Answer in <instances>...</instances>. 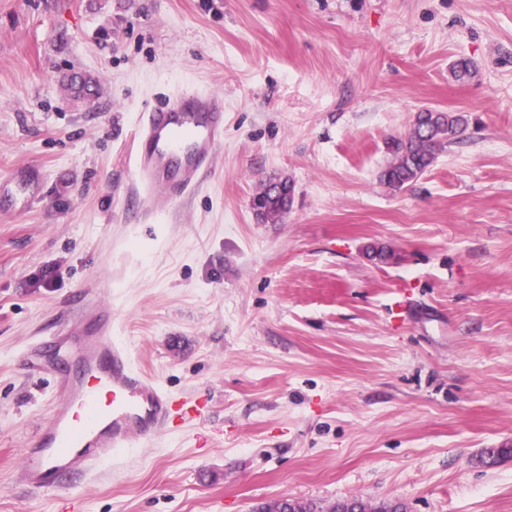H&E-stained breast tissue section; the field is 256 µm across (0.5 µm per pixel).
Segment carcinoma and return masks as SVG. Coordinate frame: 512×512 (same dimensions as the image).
<instances>
[{
  "label": "carcinoma",
  "instance_id": "1",
  "mask_svg": "<svg viewBox=\"0 0 512 512\" xmlns=\"http://www.w3.org/2000/svg\"><path fill=\"white\" fill-rule=\"evenodd\" d=\"M466 124L460 112L416 113L412 130L387 142L391 161L381 172V181L393 190L409 186L433 165L439 151L458 139ZM256 198L262 220L276 221L292 204L293 186L286 179L270 180Z\"/></svg>",
  "mask_w": 512,
  "mask_h": 512
}]
</instances>
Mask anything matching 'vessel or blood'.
Wrapping results in <instances>:
<instances>
[{
    "label": "vessel or blood",
    "instance_id": "b4317fda",
    "mask_svg": "<svg viewBox=\"0 0 512 512\" xmlns=\"http://www.w3.org/2000/svg\"><path fill=\"white\" fill-rule=\"evenodd\" d=\"M224 140L223 98L186 89L142 112L134 169L142 206L161 213L200 184ZM41 174L14 171L12 192L0 206L14 209L39 200ZM62 346L71 373H55L58 398L49 424L27 449L19 467L34 491L70 492L91 466L115 459L140 441L161 434L173 411L170 395L131 364L129 348L112 335V308L98 297L77 303L66 342L45 338L36 351Z\"/></svg>",
    "mask_w": 512,
    "mask_h": 512
}]
</instances>
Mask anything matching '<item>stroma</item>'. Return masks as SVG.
I'll return each mask as SVG.
<instances>
[{"label": "stroma", "mask_w": 512, "mask_h": 512, "mask_svg": "<svg viewBox=\"0 0 512 512\" xmlns=\"http://www.w3.org/2000/svg\"><path fill=\"white\" fill-rule=\"evenodd\" d=\"M184 88L223 96L224 142L141 222L137 124ZM425 108L468 127L391 190L386 143ZM24 166L40 201L0 212V512H512V458L480 462L512 447V0H0V178ZM278 178L293 204L258 221ZM107 275L135 365L201 411L38 493L18 468L55 387L26 352Z\"/></svg>", "instance_id": "obj_1"}]
</instances>
